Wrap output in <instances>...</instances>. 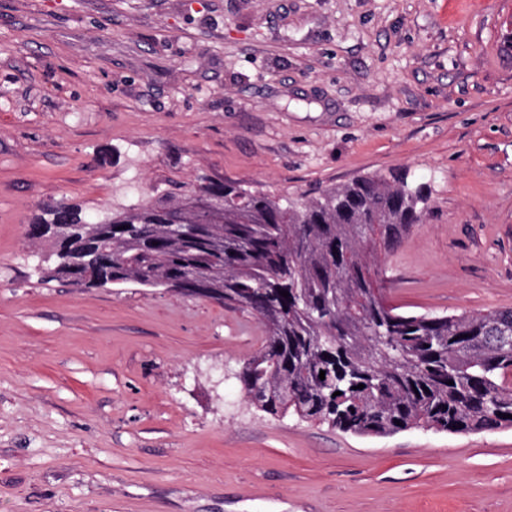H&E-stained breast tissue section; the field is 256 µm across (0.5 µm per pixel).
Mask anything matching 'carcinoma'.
I'll list each match as a JSON object with an SVG mask.
<instances>
[{"mask_svg":"<svg viewBox=\"0 0 512 512\" xmlns=\"http://www.w3.org/2000/svg\"><path fill=\"white\" fill-rule=\"evenodd\" d=\"M426 201L404 173L305 202L238 181L193 183L95 224L59 203L33 220L68 225L39 274L69 279L94 242L112 266L83 269L87 288L179 281L182 295L255 316L265 340L236 377L273 417L292 412L371 437L512 427V308L418 315L398 311L379 286L380 256L422 222Z\"/></svg>","mask_w":512,"mask_h":512,"instance_id":"carcinoma-1","label":"carcinoma"}]
</instances>
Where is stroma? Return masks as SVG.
<instances>
[{
	"label": "stroma",
	"instance_id": "obj_1",
	"mask_svg": "<svg viewBox=\"0 0 512 512\" xmlns=\"http://www.w3.org/2000/svg\"><path fill=\"white\" fill-rule=\"evenodd\" d=\"M408 173L416 314L512 308V0H0V512H512V427L345 433L250 404V315L40 281L25 230L206 175Z\"/></svg>",
	"mask_w": 512,
	"mask_h": 512
}]
</instances>
